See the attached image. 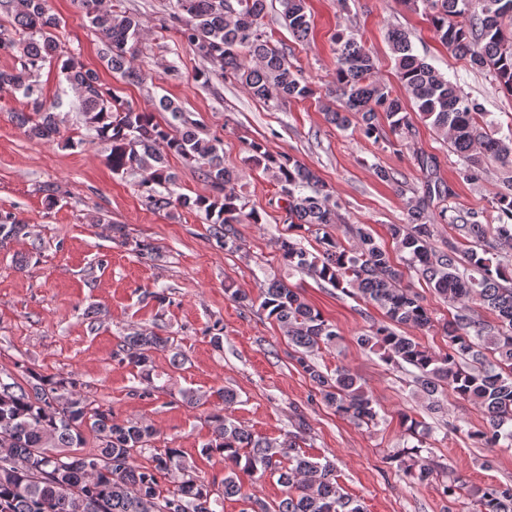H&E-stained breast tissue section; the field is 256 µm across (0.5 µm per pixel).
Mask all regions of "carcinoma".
<instances>
[{"mask_svg": "<svg viewBox=\"0 0 512 512\" xmlns=\"http://www.w3.org/2000/svg\"><path fill=\"white\" fill-rule=\"evenodd\" d=\"M99 34L102 57L112 71L129 82L142 81L133 65L141 23L138 16L106 8L102 0H77ZM436 36L466 60L473 69L492 73L512 94V0H421ZM281 16L297 40L307 38L311 15L306 0H280ZM11 15L23 41H3L0 50L21 47V68L0 69V87L20 91L32 114L16 119L35 139L59 134L56 106L46 105L41 84L33 74L49 63L57 65L65 80L80 92L78 109L94 139L105 146V161L115 174L150 170L138 184L146 202L155 209L182 207L205 214L209 237L226 252L240 249L237 225L258 224L257 211L235 191L237 174L224 166L220 139L200 136L191 113L162 98L154 110H136L102 90L95 72L77 57L63 51L56 31L60 18L48 0H0ZM266 0H176L169 16L182 39L199 55L233 78L252 97L265 103L305 99L314 94L309 83L294 71L288 54L271 43L263 22ZM389 42L399 80L407 100L376 77V62L368 48L353 35H336L335 87L339 106L327 112L340 128L355 127L367 138L390 131L405 138L411 134L408 107L450 144L464 160L463 177L481 178L485 159L512 164V134L500 136L483 120L481 104L465 94L433 66L413 53L409 36L393 30ZM168 112L172 121L163 126L154 112ZM248 161L272 174L279 195L287 203L291 228L315 237L313 253L294 238H282L278 249L288 267L311 273L342 293L384 311L387 321L374 323L358 343L396 365L417 370L414 383L441 410L438 395L452 391L479 405L486 416L483 430L473 438L484 448L512 447V183L495 193L492 207L498 223L483 224L478 214L456 225L473 245L448 242L438 250L433 240L437 225L447 222L446 210L425 214L434 198L450 194L447 185L428 180L422 199L408 211L404 224L389 225L407 269L414 271L442 296L456 313L443 324L448 351H432L394 327H432L433 319L418 296L403 286V271L390 254L378 246L369 230L351 224L347 247L331 232L339 204L332 203L325 184L301 161L274 154L260 142L246 147ZM177 155L198 164L199 174L212 194L195 198L173 195L169 187L177 175L168 157ZM25 225L0 218V245L20 235ZM261 308L285 332L294 347L292 359L318 388L324 402L336 413L359 423L377 422L376 401L347 369L329 375L311 360L314 351L331 347L340 339L336 327L319 310L278 278L260 284ZM474 301L494 319L475 316ZM169 339L154 333L134 332L124 337L114 352L119 360L141 369L149 377L154 353L167 348ZM21 383L0 371V512H223L224 499L240 497L248 503L243 512H365L364 506L344 493L335 465L321 462L300 450V435L281 442L258 436L221 412L210 415L211 439L203 452L224 460V480L215 487L188 469L178 448H156L155 429L139 420L117 419L112 410L95 400L73 378H46L26 370ZM402 448L390 456L413 484H428L439 465L423 456L429 427L407 415ZM97 439L89 453L68 454L65 448H82L85 432ZM416 440L413 445L409 439ZM148 452L153 465H135V457ZM277 477L286 488L274 508L243 492L242 476L257 481ZM443 494L452 505L471 499L474 512H512V484L468 488L457 478L448 479Z\"/></svg>", "mask_w": 512, "mask_h": 512, "instance_id": "1", "label": "carcinoma"}]
</instances>
